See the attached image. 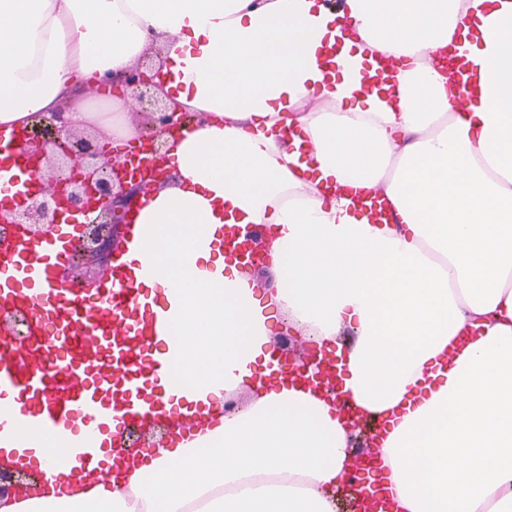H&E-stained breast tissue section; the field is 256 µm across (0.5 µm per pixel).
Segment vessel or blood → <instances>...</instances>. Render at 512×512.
Returning a JSON list of instances; mask_svg holds the SVG:
<instances>
[{"instance_id": "vessel-or-blood-1", "label": "vessel or blood", "mask_w": 512, "mask_h": 512, "mask_svg": "<svg viewBox=\"0 0 512 512\" xmlns=\"http://www.w3.org/2000/svg\"><path fill=\"white\" fill-rule=\"evenodd\" d=\"M476 66L452 55L446 73L460 94L471 96ZM394 64H378L367 89L394 86ZM19 130L0 129V183L14 198L39 184L20 149ZM353 206L369 223L389 224L387 198L357 195ZM83 238L79 224H57L45 235L14 225L0 233V469L38 471L41 484L54 479L57 449L66 452L71 483L100 479L122 458L114 448L128 429L163 428L166 441L192 435L203 415L167 407L164 384L175 381L174 361L160 351L155 322L140 311L141 288L122 250L111 253L97 276L83 281L73 258ZM24 315V336L12 318ZM355 491L364 512H394L388 497L363 486Z\"/></svg>"}]
</instances>
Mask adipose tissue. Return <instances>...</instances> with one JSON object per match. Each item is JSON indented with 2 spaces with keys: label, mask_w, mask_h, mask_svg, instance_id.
Listing matches in <instances>:
<instances>
[{
  "label": "adipose tissue",
  "mask_w": 512,
  "mask_h": 512,
  "mask_svg": "<svg viewBox=\"0 0 512 512\" xmlns=\"http://www.w3.org/2000/svg\"><path fill=\"white\" fill-rule=\"evenodd\" d=\"M456 37L466 99L438 65ZM150 53L160 96L203 119L168 138L173 179L136 196L121 246L174 338L175 403L250 402L129 476L0 512H335L340 398L382 422L400 512H512V0H0V126L66 98L72 128L134 146L129 89L103 112L76 90ZM378 55L393 92L364 88ZM228 224L264 229L271 286ZM278 323L336 356L337 399L266 383ZM353 206L362 215L366 216L371 224H390L393 222L392 205L386 197L356 195L353 197Z\"/></svg>",
  "instance_id": "1"
}]
</instances>
